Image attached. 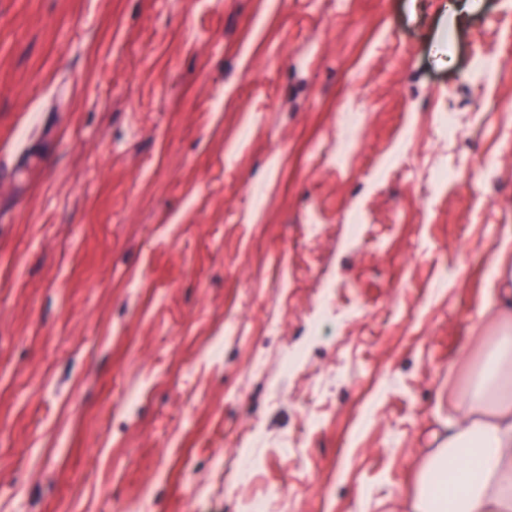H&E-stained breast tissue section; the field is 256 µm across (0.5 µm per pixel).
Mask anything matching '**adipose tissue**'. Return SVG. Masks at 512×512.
<instances>
[{
	"instance_id": "ef3b65f1",
	"label": "adipose tissue",
	"mask_w": 512,
	"mask_h": 512,
	"mask_svg": "<svg viewBox=\"0 0 512 512\" xmlns=\"http://www.w3.org/2000/svg\"><path fill=\"white\" fill-rule=\"evenodd\" d=\"M500 253L494 294L503 322L462 396L473 418L429 433L407 512H512V230Z\"/></svg>"
}]
</instances>
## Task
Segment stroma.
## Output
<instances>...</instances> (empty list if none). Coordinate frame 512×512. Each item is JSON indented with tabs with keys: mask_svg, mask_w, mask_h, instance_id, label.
Masks as SVG:
<instances>
[{
	"mask_svg": "<svg viewBox=\"0 0 512 512\" xmlns=\"http://www.w3.org/2000/svg\"><path fill=\"white\" fill-rule=\"evenodd\" d=\"M511 8L0 0V512H404L495 327Z\"/></svg>",
	"mask_w": 512,
	"mask_h": 512,
	"instance_id": "obj_1",
	"label": "stroma"
}]
</instances>
